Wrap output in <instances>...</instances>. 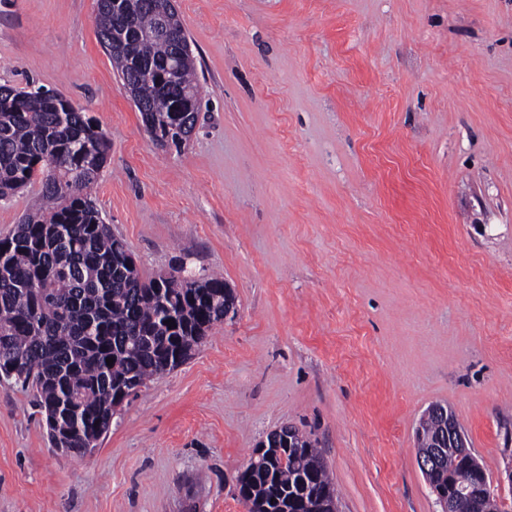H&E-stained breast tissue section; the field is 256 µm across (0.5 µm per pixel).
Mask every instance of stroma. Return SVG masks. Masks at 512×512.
Here are the masks:
<instances>
[{"label": "stroma", "mask_w": 512, "mask_h": 512, "mask_svg": "<svg viewBox=\"0 0 512 512\" xmlns=\"http://www.w3.org/2000/svg\"><path fill=\"white\" fill-rule=\"evenodd\" d=\"M176 7L200 90L179 149L122 93L96 0H0V84L96 119L94 199L142 276L217 273L237 306L81 455L0 378V512H245L236 477L286 424L338 512H438L435 403L511 468L512 0Z\"/></svg>", "instance_id": "35a3bbf8"}]
</instances>
